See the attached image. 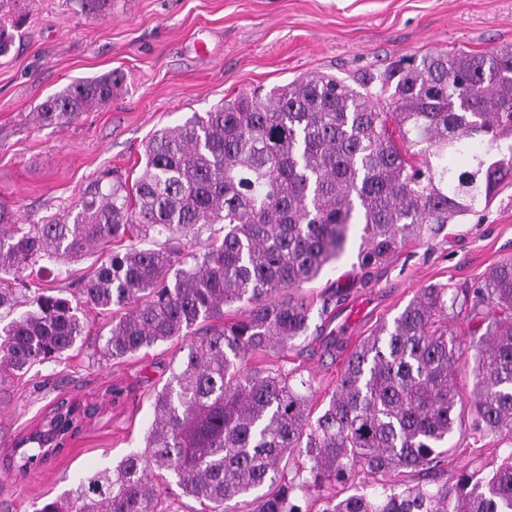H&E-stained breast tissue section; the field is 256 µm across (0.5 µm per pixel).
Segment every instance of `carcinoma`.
Here are the masks:
<instances>
[{
    "label": "carcinoma",
    "mask_w": 512,
    "mask_h": 512,
    "mask_svg": "<svg viewBox=\"0 0 512 512\" xmlns=\"http://www.w3.org/2000/svg\"><path fill=\"white\" fill-rule=\"evenodd\" d=\"M24 24L23 16L0 23V56ZM114 87L110 73L78 80L37 112L64 126L110 102ZM507 139L512 45L432 52L353 85L301 76L160 129L132 188L94 181L73 215L19 224L0 206V310L8 314L36 262L98 254L79 295L43 291L0 325L1 385L74 348L86 306L124 310L100 351L114 360L191 337L197 324L241 304L237 320L186 345L156 395L144 450L36 512H158L173 477L181 496L207 512H231L230 502L245 497L251 512H304V497L362 473L441 472L465 414L461 342L446 323L461 315L480 335L473 437L512 431V258L476 285L421 289L351 352L315 418L306 381L242 369L250 352L306 335L311 305L296 290L340 258L352 227L364 270L489 204L512 177V157L501 156ZM149 239L148 248L136 244ZM188 242L199 249L185 252ZM33 459L47 461L37 443L7 468L25 472ZM321 512H512V450L486 474L328 496Z\"/></svg>",
    "instance_id": "cac0c4a2"
}]
</instances>
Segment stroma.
Instances as JSON below:
<instances>
[{
	"mask_svg": "<svg viewBox=\"0 0 512 512\" xmlns=\"http://www.w3.org/2000/svg\"><path fill=\"white\" fill-rule=\"evenodd\" d=\"M19 14L29 21L0 57V205L24 224L66 213L97 178L134 182L154 131L239 94L319 73L350 80L435 50L481 53L512 44V0H110L96 20L80 0H0V16ZM110 72L121 78L110 103L65 126L41 121L37 107L48 96ZM357 248L349 243L299 294L317 306L337 295V310L367 302L360 320L340 332L334 314L312 315L306 337L290 349L256 350L243 362L248 370L301 374L317 413L347 354L420 288L480 282L512 256V181L466 223L407 241L384 264L358 268ZM86 324L91 341L108 335L111 310L87 311ZM91 341L0 386V512H35L43 501L67 498L79 473L144 448L154 395L183 356L181 344L105 360ZM63 399L89 408L81 432L37 468L6 469L15 442ZM456 442L448 475L489 472L512 450V433L479 442L466 433Z\"/></svg>",
	"mask_w": 512,
	"mask_h": 512,
	"instance_id": "stroma-1",
	"label": "stroma"
}]
</instances>
